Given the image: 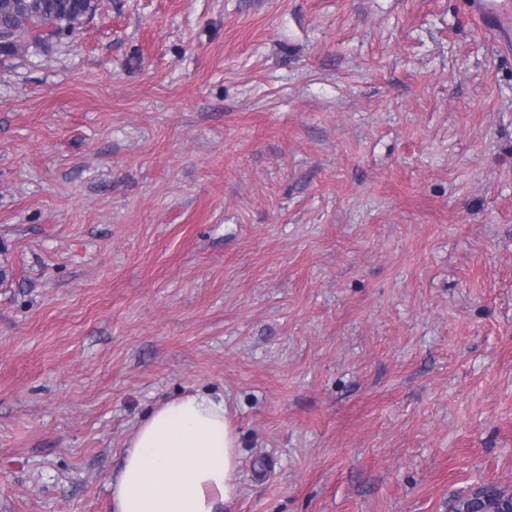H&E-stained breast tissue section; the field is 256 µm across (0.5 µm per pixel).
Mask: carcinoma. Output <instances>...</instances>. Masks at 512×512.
<instances>
[{
	"label": "carcinoma",
	"instance_id": "cac0c4a2",
	"mask_svg": "<svg viewBox=\"0 0 512 512\" xmlns=\"http://www.w3.org/2000/svg\"><path fill=\"white\" fill-rule=\"evenodd\" d=\"M97 8L98 0H0V55L16 53L20 42L33 33L38 42L73 36L81 20ZM475 497L483 501L486 512H502L512 505V494L489 483L457 497L452 512H477Z\"/></svg>",
	"mask_w": 512,
	"mask_h": 512
}]
</instances>
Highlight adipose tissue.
<instances>
[{"label": "adipose tissue", "mask_w": 512, "mask_h": 512, "mask_svg": "<svg viewBox=\"0 0 512 512\" xmlns=\"http://www.w3.org/2000/svg\"><path fill=\"white\" fill-rule=\"evenodd\" d=\"M239 465L223 397L185 393L140 421L112 477L111 512H224Z\"/></svg>", "instance_id": "1"}]
</instances>
